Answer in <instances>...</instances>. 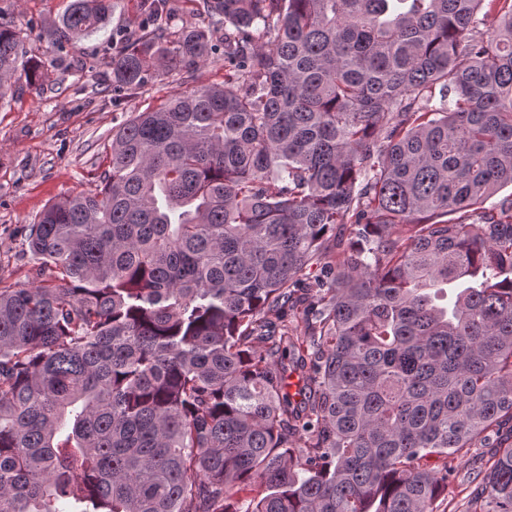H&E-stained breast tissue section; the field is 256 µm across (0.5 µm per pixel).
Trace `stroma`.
Instances as JSON below:
<instances>
[{
    "label": "stroma",
    "instance_id": "1",
    "mask_svg": "<svg viewBox=\"0 0 512 512\" xmlns=\"http://www.w3.org/2000/svg\"><path fill=\"white\" fill-rule=\"evenodd\" d=\"M139 0H112L104 28L68 45L64 69L50 73L43 90L18 84L0 100V283L31 285L36 277L26 242L25 226L49 202L66 194L98 189L106 168L104 146L112 129L162 96L181 90L178 78L166 76L132 98L95 95L81 90L73 67L117 55L128 44L130 24L139 16ZM70 0H0V18L23 37L26 58L52 56L53 48L39 35L43 21L60 17ZM512 430L478 438L457 464L454 479L437 503V512H468L490 447Z\"/></svg>",
    "mask_w": 512,
    "mask_h": 512
}]
</instances>
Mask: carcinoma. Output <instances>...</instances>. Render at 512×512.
<instances>
[{"mask_svg": "<svg viewBox=\"0 0 512 512\" xmlns=\"http://www.w3.org/2000/svg\"><path fill=\"white\" fill-rule=\"evenodd\" d=\"M202 2L107 59L131 97L186 88L29 225L43 279L0 287V512H434L512 422V194L483 207L512 186V0ZM20 43L0 22V99L61 65ZM477 502L512 512V443ZM174 27L195 24L201 20L202 0H175Z\"/></svg>", "mask_w": 512, "mask_h": 512, "instance_id": "obj_1", "label": "carcinoma"}]
</instances>
